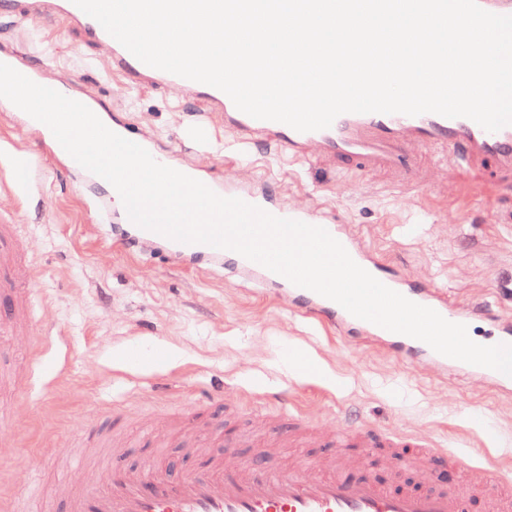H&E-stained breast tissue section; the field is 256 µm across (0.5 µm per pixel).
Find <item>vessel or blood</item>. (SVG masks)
I'll use <instances>...</instances> for the list:
<instances>
[{
	"label": "vessel or blood",
	"instance_id": "b4317fda",
	"mask_svg": "<svg viewBox=\"0 0 512 512\" xmlns=\"http://www.w3.org/2000/svg\"><path fill=\"white\" fill-rule=\"evenodd\" d=\"M5 4L20 15L39 11L49 18L65 16L85 37L106 48L112 70L124 74L131 84L176 86L191 93L206 111L223 114L225 129L243 141L274 144L293 157L313 155L357 172H389L405 187L422 182L416 158L422 148L446 157L459 169L492 167L498 173L512 175V125L489 132L466 117L343 113L329 128L299 132L286 124L243 113L227 94L215 87L142 63L73 0H5ZM239 197L280 218L319 223L373 277L412 302L435 310L447 321L467 325L472 317L486 312L485 306L456 301L444 289L409 287L401 275L387 271L383 258L370 256L359 241L349 236L338 219L316 221L306 211L288 208L249 190L240 192ZM131 233L135 239L160 244L177 256L204 258L213 265L231 259L238 273L285 291L294 312L337 329L351 326L364 335L393 341L406 359L424 356L443 368L450 362L449 357L435 352L423 341L359 319L336 302L296 286L239 254L230 255L207 244L177 242L137 226L132 227ZM27 278L16 254L0 250V291L12 295L17 303L10 315L0 314V345L11 326L23 317ZM287 418L294 440L307 439L309 431L318 426L317 419L305 413L291 412ZM282 444L277 432L268 428L262 437L249 440V447L264 459L260 465L239 456L231 445L218 453L196 447L192 453L200 458V465L175 475L160 463L143 470L127 468L123 463L126 445L116 437L105 453H97L93 448L86 451L93 460L90 476L100 480V487L69 484L51 493L44 489L32 491L24 499L13 500L8 512H42V503L50 495L62 504L64 512H468L476 496L482 500L483 512H512L511 478L493 467L482 485H474L470 478L474 466L470 455L443 448L433 440H422L410 431L365 424L337 430L332 440L333 453L324 463L310 469L279 463L277 450ZM351 448L385 451L395 471L393 479L376 480L363 461L350 466L347 451ZM438 459L454 473L452 485L432 481L409 484L403 480L404 472L422 471Z\"/></svg>",
	"mask_w": 512,
	"mask_h": 512
}]
</instances>
